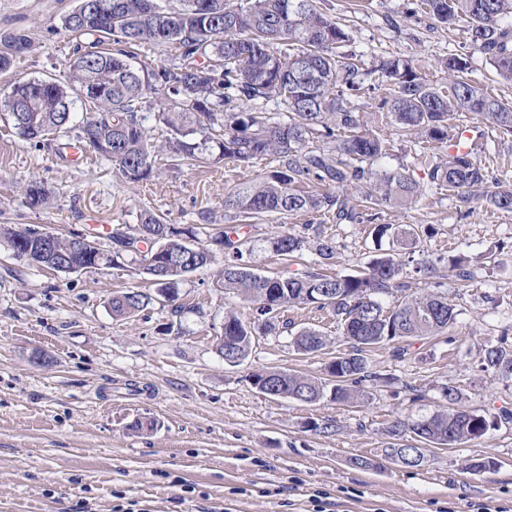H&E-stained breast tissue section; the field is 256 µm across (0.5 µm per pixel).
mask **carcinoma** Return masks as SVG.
I'll list each match as a JSON object with an SVG mask.
<instances>
[{
  "mask_svg": "<svg viewBox=\"0 0 512 512\" xmlns=\"http://www.w3.org/2000/svg\"><path fill=\"white\" fill-rule=\"evenodd\" d=\"M441 23L464 17L474 49L496 74L512 82V0H422ZM62 18V28L76 40V56L66 78L16 81L4 98L13 128L24 139L53 140L77 131L76 142L105 160L129 184L153 177L156 157L173 168L202 164L218 167L226 160L250 164L267 157L278 165L255 180L231 189L224 211L231 223L217 232L198 224L178 227L152 212L138 223L112 228L106 250L94 233L55 237V259L41 266L65 273L109 266L127 253L140 256L138 272L160 285L168 301L177 299L176 285L189 273L224 255L218 284L253 306L249 323L233 311L224 313L216 347L243 362L255 329L281 333L291 324L281 320L290 307L312 305L336 316L350 349L333 357L326 377L313 380L285 370L250 375L266 395L286 391L312 403L330 392L339 402H355L366 382L388 381L372 369L364 353L375 346L407 338L442 334L456 323L457 312L448 297L415 294L407 282L401 252L413 250L419 233L391 224H377V238H393L395 249L373 259L352 275L318 272L261 275L245 261L244 221L275 214L325 212L337 224L361 217V203L408 205L426 193L408 170L388 169L381 162L389 143L367 131L360 113L344 105L346 97L364 89L360 59L344 50L349 32L329 18L321 0H78ZM173 45L170 63L141 73L131 63L133 47ZM34 48L28 32L17 30L0 37V72L25 59ZM451 76L448 87L420 76L413 61L396 56L377 60L375 71L389 82L384 99L392 123L410 142L435 144L447 154L430 165L434 189L447 190L463 202L477 200L512 211V182L488 184L485 167L476 160L463 129L448 132V119L470 112L499 133L512 136V104L484 93L464 80L467 59L441 61ZM81 101L90 116L73 124V105ZM273 101L278 112L266 111ZM165 136L156 137V129ZM329 145H315L319 140ZM327 182L333 192L300 189L307 180ZM29 207L49 198L43 180L30 177L25 187ZM205 234L210 243L198 242ZM0 241L19 258L36 256L31 250L32 228L0 224ZM274 254L292 257L310 247L318 265L335 256L328 241L314 242L286 231L269 239ZM471 277L470 260L448 259V278ZM394 298L391 303L386 299ZM151 297L129 290L112 297V317L128 318L144 310ZM301 353L324 348L322 334L304 328L293 337ZM484 361L512 377V347L491 345ZM446 408L418 420L397 419L388 427L396 437L434 448H453L484 437L495 421L459 405L454 386L442 387Z\"/></svg>",
  "mask_w": 512,
  "mask_h": 512,
  "instance_id": "1",
  "label": "carcinoma"
}]
</instances>
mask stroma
<instances>
[{"instance_id":"obj_1","label":"stroma","mask_w":512,"mask_h":512,"mask_svg":"<svg viewBox=\"0 0 512 512\" xmlns=\"http://www.w3.org/2000/svg\"><path fill=\"white\" fill-rule=\"evenodd\" d=\"M74 5L0 0V35L25 28L34 42L25 60L0 73V98L20 78L63 79L75 43L61 17ZM322 7L349 31L347 48L363 61L370 91L350 105L367 129L392 143L384 167L405 165L416 179L427 178L426 164L415 160L382 106L387 85L374 70L379 56L414 59L421 75L439 85L448 82L440 59L468 57L469 79L512 103V82L471 46L465 21L442 25L421 0H323ZM455 122L476 127L477 159L490 179L512 177V136L469 112ZM273 167L267 158L250 167L228 162L177 171L161 159L150 181L131 186L110 163L67 159L59 142L19 137L0 114V224L65 234L134 224L145 211L172 224L220 223L225 192ZM32 175L51 191L39 209L26 204L24 184ZM377 224L414 227L417 262L441 268L449 256H468L473 276L459 284L412 273L414 290L448 296L457 322L448 333L369 352L372 369L392 383L365 384L361 404L273 398L249 379L269 369L324 376L332 357L348 348L325 309L285 313L296 328L323 333V350L303 354L288 335L261 334L240 365L225 363L216 350L224 313L250 309L217 287L223 257L179 282L183 311L176 316L129 260L55 272L14 259L0 243V512H315L320 493L329 512H472L490 500L512 512V423L477 441L429 449L414 468L386 454L388 426L441 409L442 386H456L461 405L479 413L512 410V379L484 362L488 345L512 336V212L428 194L412 207L364 210L352 224L320 212L267 217L251 227L244 258L265 275L317 270L313 252L292 263L269 245L280 229L307 231L334 246L332 273L350 274L377 255ZM489 251L494 259L487 266L482 256ZM131 288L151 295V303L113 318V295ZM415 389L421 401H411ZM138 419L152 421L153 429L132 431ZM471 458L492 459L497 468L468 472Z\"/></svg>"}]
</instances>
